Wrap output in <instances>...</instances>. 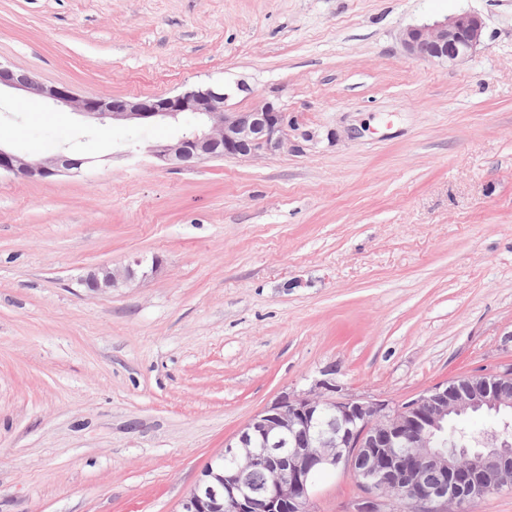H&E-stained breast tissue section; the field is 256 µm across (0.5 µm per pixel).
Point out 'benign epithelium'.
Masks as SVG:
<instances>
[{"label":"benign epithelium","mask_w":512,"mask_h":512,"mask_svg":"<svg viewBox=\"0 0 512 512\" xmlns=\"http://www.w3.org/2000/svg\"><path fill=\"white\" fill-rule=\"evenodd\" d=\"M483 20L471 13L449 16L431 25L406 28L401 42L407 54L424 61L462 63L472 57L483 37ZM64 105L101 123L149 125L184 120L171 141L149 152L171 163L256 158L288 147L283 110L263 100L254 107L228 112L224 87L211 86L166 97L110 98L82 96L68 86L46 85L0 62V88ZM85 158L53 154L29 159L0 146V175L16 180L77 173ZM132 267H100L79 283L92 292H107L132 281ZM512 374L487 372L438 384L415 399L392 407L385 400L343 392L328 370L308 391L287 393L257 414L225 444L224 469L208 466L185 496L178 512H310L315 477L342 469L360 479L366 496L355 512H376L391 490L411 492L417 512H468L486 479L512 485V448L488 451L439 448L448 420L468 411L499 412L512 407L494 397L493 388ZM248 466H262L273 480L261 490L241 478ZM432 469L443 476L434 486L422 479Z\"/></svg>","instance_id":"1"}]
</instances>
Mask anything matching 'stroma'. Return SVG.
Masks as SVG:
<instances>
[{
	"label": "stroma",
	"mask_w": 512,
	"mask_h": 512,
	"mask_svg": "<svg viewBox=\"0 0 512 512\" xmlns=\"http://www.w3.org/2000/svg\"><path fill=\"white\" fill-rule=\"evenodd\" d=\"M469 12L472 58L408 55ZM0 62L85 95L220 83L287 149L174 168L173 127L0 91V512H176L226 441L334 369L400 404L512 365V0H0ZM141 260L107 293L78 279ZM351 473L311 512H352ZM483 29L478 15L461 13L431 25L408 27L401 42L406 53L417 59L454 65L472 57L481 44ZM87 163L88 160L85 158H70L63 154L29 159L0 144V176L6 174L16 180H34L62 173H77Z\"/></svg>",
	"instance_id": "35a3bbf8"
}]
</instances>
